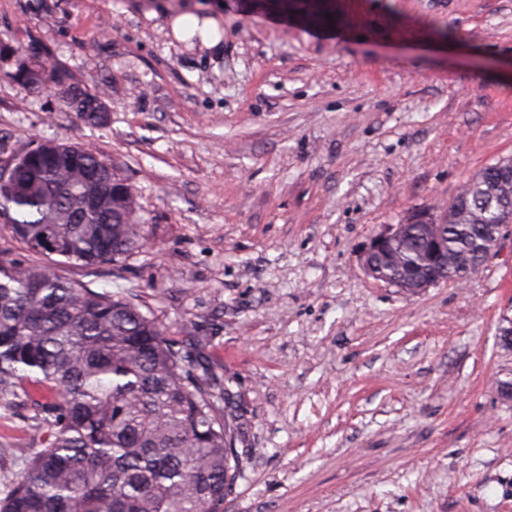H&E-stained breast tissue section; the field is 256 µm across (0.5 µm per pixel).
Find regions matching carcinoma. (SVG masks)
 <instances>
[{
  "mask_svg": "<svg viewBox=\"0 0 512 512\" xmlns=\"http://www.w3.org/2000/svg\"><path fill=\"white\" fill-rule=\"evenodd\" d=\"M0 32L8 75L54 84L60 108L99 125L103 93L68 85L28 60ZM79 152L50 164L48 152ZM29 160L0 183V224L26 252L88 274L126 259L145 241L137 188L122 169L77 143L32 142ZM502 158L469 179L435 225L407 222L380 255L377 279L406 292L431 274L463 281L491 257L486 233L512 223V177ZM86 165L103 179L87 183ZM51 391L34 401L54 428L42 448H21L23 469L0 512H224L239 475L226 390L205 360L165 337L126 295L99 292L0 248V386Z\"/></svg>",
  "mask_w": 512,
  "mask_h": 512,
  "instance_id": "carcinoma-1",
  "label": "carcinoma"
}]
</instances>
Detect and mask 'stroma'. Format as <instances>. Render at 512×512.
Listing matches in <instances>:
<instances>
[{
	"instance_id": "obj_1",
	"label": "stroma",
	"mask_w": 512,
	"mask_h": 512,
	"mask_svg": "<svg viewBox=\"0 0 512 512\" xmlns=\"http://www.w3.org/2000/svg\"><path fill=\"white\" fill-rule=\"evenodd\" d=\"M185 14L219 43L177 39ZM0 30L105 94L93 126L0 70V157L74 142L137 185L147 244L55 271L205 337L237 425L224 512H512V232L416 294L363 262L512 156V0H0ZM49 433L0 396V491Z\"/></svg>"
}]
</instances>
